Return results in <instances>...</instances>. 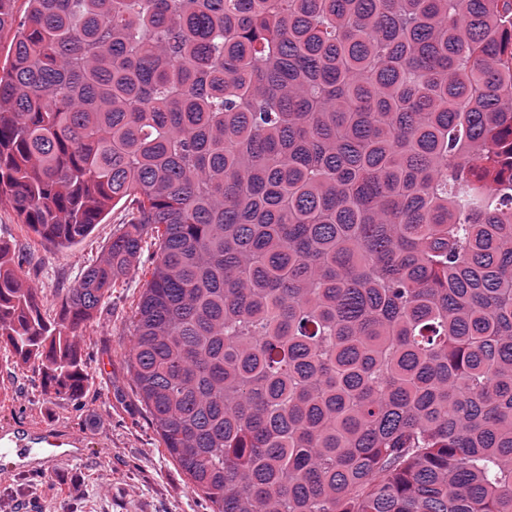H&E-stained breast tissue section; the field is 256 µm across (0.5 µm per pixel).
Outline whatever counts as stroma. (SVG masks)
<instances>
[{
    "instance_id": "obj_1",
    "label": "stroma",
    "mask_w": 512,
    "mask_h": 512,
    "mask_svg": "<svg viewBox=\"0 0 512 512\" xmlns=\"http://www.w3.org/2000/svg\"><path fill=\"white\" fill-rule=\"evenodd\" d=\"M129 207L114 206L91 235L68 248L47 250L11 205L0 204V240L26 258L32 285L47 301L71 287L99 258ZM149 254L112 291L97 320L83 332L90 384L79 399L45 389L31 369L0 350V435L25 441L51 430L80 436L79 454L57 470L18 467L0 478V512H207V502L159 442L127 372L129 312L150 278Z\"/></svg>"
}]
</instances>
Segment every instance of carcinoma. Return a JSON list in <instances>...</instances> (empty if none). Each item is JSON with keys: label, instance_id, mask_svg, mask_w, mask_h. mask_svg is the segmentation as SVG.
<instances>
[{"label": "carcinoma", "instance_id": "carcinoma-1", "mask_svg": "<svg viewBox=\"0 0 512 512\" xmlns=\"http://www.w3.org/2000/svg\"><path fill=\"white\" fill-rule=\"evenodd\" d=\"M0 202L131 222L55 316L0 243V344L89 384L156 233L127 370L211 512H512V0H27Z\"/></svg>", "mask_w": 512, "mask_h": 512}]
</instances>
